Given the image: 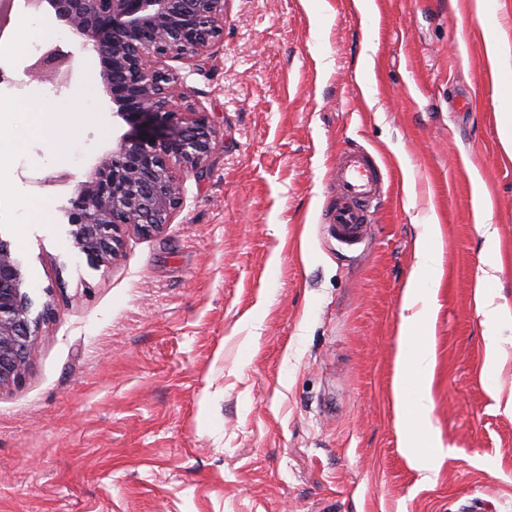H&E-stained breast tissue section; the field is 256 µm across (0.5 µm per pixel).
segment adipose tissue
Listing matches in <instances>:
<instances>
[{
  "label": "adipose tissue",
  "mask_w": 512,
  "mask_h": 512,
  "mask_svg": "<svg viewBox=\"0 0 512 512\" xmlns=\"http://www.w3.org/2000/svg\"><path fill=\"white\" fill-rule=\"evenodd\" d=\"M88 109L84 96L62 105L60 113L48 111L42 103L27 102L0 110V141L11 146L13 152H23L31 137L40 135L54 141L57 149H64L69 130L86 118ZM441 236L439 224L422 225L417 239L416 264L404 291V305L411 311L399 332L400 368L395 380L396 392L413 390L412 412L404 413V429L425 426L430 400L429 373L433 367V350L426 340L422 325L426 312L420 309L423 300L422 275L441 262L436 244Z\"/></svg>",
  "instance_id": "obj_1"
}]
</instances>
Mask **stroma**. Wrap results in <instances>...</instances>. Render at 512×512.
<instances>
[{
    "label": "stroma",
    "mask_w": 512,
    "mask_h": 512,
    "mask_svg": "<svg viewBox=\"0 0 512 512\" xmlns=\"http://www.w3.org/2000/svg\"><path fill=\"white\" fill-rule=\"evenodd\" d=\"M486 10L226 0L223 43L169 64L183 106L216 125L207 170L180 168L170 223L125 233L97 264L74 249L65 209L125 128L97 56L60 44L62 99L87 90L96 106L61 158L35 136L0 171L19 202L48 208L43 221L0 212V237L35 307L54 309L24 379L0 390V512H512V156L499 138L512 0ZM29 66L0 51V104L43 96ZM345 147L369 151L385 182L355 251L323 220ZM434 217L428 420L448 453L425 484L394 383L415 241ZM488 301L508 324L493 368Z\"/></svg>",
    "instance_id": "stroma-1"
}]
</instances>
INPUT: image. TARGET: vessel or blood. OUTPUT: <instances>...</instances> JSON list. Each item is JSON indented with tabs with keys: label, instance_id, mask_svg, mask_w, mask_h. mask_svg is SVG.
<instances>
[{
	"label": "vessel or blood",
	"instance_id": "1",
	"mask_svg": "<svg viewBox=\"0 0 512 512\" xmlns=\"http://www.w3.org/2000/svg\"><path fill=\"white\" fill-rule=\"evenodd\" d=\"M332 181L335 202L328 224L342 246L357 249L369 235V210L383 193L379 170L364 152L345 149L337 157Z\"/></svg>",
	"mask_w": 512,
	"mask_h": 512
}]
</instances>
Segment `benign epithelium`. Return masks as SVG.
<instances>
[{
    "label": "benign epithelium",
    "instance_id": "1",
    "mask_svg": "<svg viewBox=\"0 0 512 512\" xmlns=\"http://www.w3.org/2000/svg\"><path fill=\"white\" fill-rule=\"evenodd\" d=\"M101 65L112 116L127 127L78 183L67 210L73 246L94 262L117 255L128 230L159 232L182 203L175 159L206 171L217 131L182 106L170 59L198 58L224 40V0H40ZM22 263L0 237V389L20 382L46 304L34 318Z\"/></svg>",
    "mask_w": 512,
    "mask_h": 512
}]
</instances>
